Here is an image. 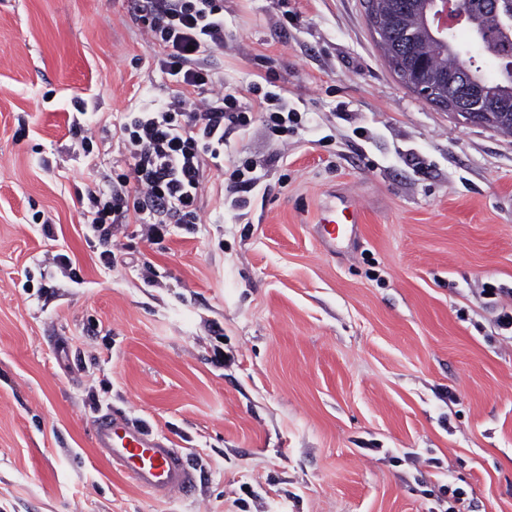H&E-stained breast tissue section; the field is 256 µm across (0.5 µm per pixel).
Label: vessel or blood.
Wrapping results in <instances>:
<instances>
[{
    "instance_id": "1",
    "label": "vessel or blood",
    "mask_w": 512,
    "mask_h": 512,
    "mask_svg": "<svg viewBox=\"0 0 512 512\" xmlns=\"http://www.w3.org/2000/svg\"><path fill=\"white\" fill-rule=\"evenodd\" d=\"M360 219V202L347 194L341 208L321 211V234L328 241L344 235ZM97 447L111 459L120 461L148 493L171 498L190 488L192 474L183 454L154 437L144 427L105 412L93 424Z\"/></svg>"
}]
</instances>
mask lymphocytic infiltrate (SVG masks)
Listing matches in <instances>:
<instances>
[{"label":"lymphocytic infiltrate","instance_id":"obj_1","mask_svg":"<svg viewBox=\"0 0 512 512\" xmlns=\"http://www.w3.org/2000/svg\"><path fill=\"white\" fill-rule=\"evenodd\" d=\"M131 2L175 90L157 107L123 113L115 133L130 165L88 193L84 226L97 238L108 269L118 265L128 233L154 243L171 225L195 228L211 172L228 171L237 186L257 185L253 164L225 167L228 129L258 125L284 146L292 121L281 94L260 84L249 86L246 107L225 90L212 64L224 50V0Z\"/></svg>","mask_w":512,"mask_h":512}]
</instances>
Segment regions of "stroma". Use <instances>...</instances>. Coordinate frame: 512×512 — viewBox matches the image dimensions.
<instances>
[{"instance_id":"obj_1","label":"stroma","mask_w":512,"mask_h":512,"mask_svg":"<svg viewBox=\"0 0 512 512\" xmlns=\"http://www.w3.org/2000/svg\"><path fill=\"white\" fill-rule=\"evenodd\" d=\"M215 66L283 93L287 148L228 131L263 172L245 205L213 176L195 232L108 269L81 197L129 160L72 151L68 117L112 130L168 80L129 0H0V512H447L454 488L512 512V138L397 83L364 0H224ZM347 192L361 220L326 246ZM102 409L180 449L191 492H143Z\"/></svg>"}]
</instances>
